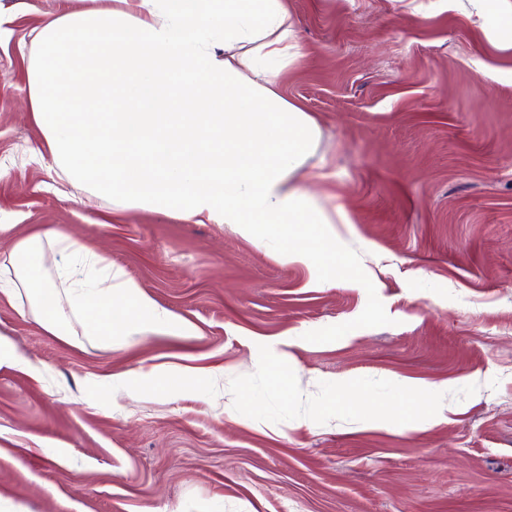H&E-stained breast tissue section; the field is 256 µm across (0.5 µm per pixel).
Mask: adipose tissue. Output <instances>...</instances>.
I'll use <instances>...</instances> for the list:
<instances>
[{"mask_svg":"<svg viewBox=\"0 0 512 512\" xmlns=\"http://www.w3.org/2000/svg\"><path fill=\"white\" fill-rule=\"evenodd\" d=\"M70 0L35 36L28 116L67 181L121 209L229 224L242 237L336 270V214L303 190L321 130L277 88L299 57L288 0ZM0 297L78 346L195 328L72 235L0 249Z\"/></svg>","mask_w":512,"mask_h":512,"instance_id":"ef3b65f1","label":"adipose tissue"}]
</instances>
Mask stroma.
Instances as JSON below:
<instances>
[{
	"instance_id": "35a3bbf8",
	"label": "stroma",
	"mask_w": 512,
	"mask_h": 512,
	"mask_svg": "<svg viewBox=\"0 0 512 512\" xmlns=\"http://www.w3.org/2000/svg\"><path fill=\"white\" fill-rule=\"evenodd\" d=\"M0 1L7 237L71 232L199 330L75 347L1 299L22 360L0 363V512H512V53L493 14L288 0L281 91L318 120L305 167L348 217L345 271L316 286L229 225L82 204L25 114L56 0ZM187 368L181 392L142 380Z\"/></svg>"
}]
</instances>
